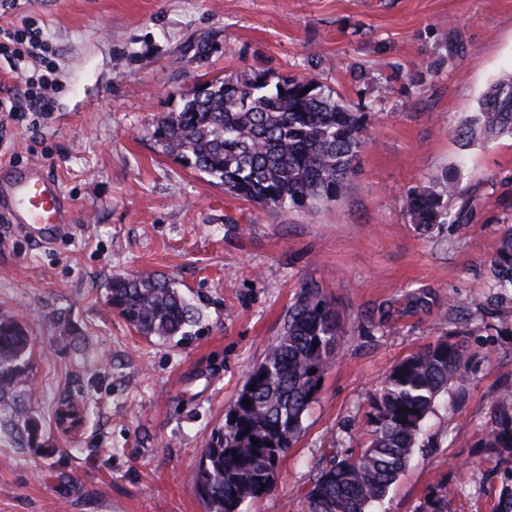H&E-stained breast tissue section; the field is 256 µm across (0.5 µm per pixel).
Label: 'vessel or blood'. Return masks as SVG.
<instances>
[{
	"instance_id": "vessel-or-blood-1",
	"label": "vessel or blood",
	"mask_w": 512,
	"mask_h": 512,
	"mask_svg": "<svg viewBox=\"0 0 512 512\" xmlns=\"http://www.w3.org/2000/svg\"><path fill=\"white\" fill-rule=\"evenodd\" d=\"M0 212L12 223L30 225L46 238L70 224L73 204L44 167L33 165L0 185Z\"/></svg>"
}]
</instances>
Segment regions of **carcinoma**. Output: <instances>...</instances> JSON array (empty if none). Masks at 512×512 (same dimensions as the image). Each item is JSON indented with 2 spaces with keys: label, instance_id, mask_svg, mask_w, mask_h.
<instances>
[{
  "label": "carcinoma",
  "instance_id": "obj_1",
  "mask_svg": "<svg viewBox=\"0 0 512 512\" xmlns=\"http://www.w3.org/2000/svg\"><path fill=\"white\" fill-rule=\"evenodd\" d=\"M197 70L221 50L210 37L186 46ZM155 138L163 152L219 181L234 197L264 209L311 212L346 191L355 162L368 144L364 114L351 111L311 77L274 76L268 70L197 82L181 108L159 116ZM460 135L465 143L512 137V73L491 84ZM460 177L442 171L428 189L408 195L405 209L423 234L453 224L448 211L460 198ZM496 298L512 295V224L487 261ZM112 310L145 337L182 335L200 319L171 280L152 272L115 274L108 284ZM341 319L322 287L311 280L288 307L281 335L262 361L248 367L224 424L212 432L192 482L207 512H242L272 491L282 459L300 436L303 420L339 352ZM33 338L26 324L0 313V428L40 448L45 434L24 402ZM476 359L462 340L438 339L395 364L368 400L365 444L330 449L304 493L305 512H368L382 502L419 448L426 418L439 396L470 378ZM250 404L243 405V400ZM258 439L253 444L252 439ZM480 445L512 453V382L488 400L487 432ZM420 512H447L446 490L431 493ZM494 512H512V467L502 472Z\"/></svg>",
  "mask_w": 512,
  "mask_h": 512
}]
</instances>
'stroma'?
Returning a JSON list of instances; mask_svg holds the SVG:
<instances>
[{
  "label": "stroma",
  "instance_id": "1",
  "mask_svg": "<svg viewBox=\"0 0 512 512\" xmlns=\"http://www.w3.org/2000/svg\"><path fill=\"white\" fill-rule=\"evenodd\" d=\"M58 51L56 110L8 122L0 171L44 165L74 204L46 241L0 214V312L33 338L30 410L44 454L0 431V512H206L191 477L246 369L281 333L304 281L339 310V354L274 489L246 512H304L332 447L358 448L368 397L401 358L464 331L488 353L430 415L414 459L373 512H417L444 484L448 512H492L502 469L477 441L512 379V297L490 303L486 260L512 224V138L457 130L512 72V0H28ZM226 46L216 78L268 69L313 77L367 116L369 145L326 209H262L164 153L160 114L196 71L188 39ZM461 167L448 203L466 231L410 224L406 196ZM173 280L201 318L184 336L138 335L107 303L112 276ZM476 312L468 327L449 298ZM80 339L68 345L65 333ZM83 420L55 422L65 396Z\"/></svg>",
  "mask_w": 512,
  "mask_h": 512
}]
</instances>
